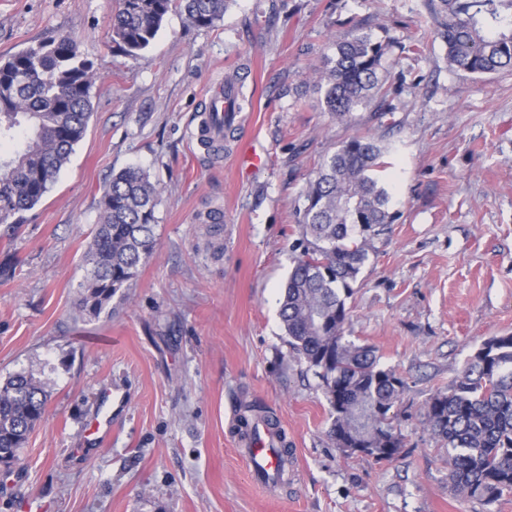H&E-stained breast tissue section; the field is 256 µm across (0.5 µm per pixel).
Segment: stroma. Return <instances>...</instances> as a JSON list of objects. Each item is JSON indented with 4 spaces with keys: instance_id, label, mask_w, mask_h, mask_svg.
I'll list each match as a JSON object with an SVG mask.
<instances>
[{
    "instance_id": "1",
    "label": "stroma",
    "mask_w": 512,
    "mask_h": 512,
    "mask_svg": "<svg viewBox=\"0 0 512 512\" xmlns=\"http://www.w3.org/2000/svg\"><path fill=\"white\" fill-rule=\"evenodd\" d=\"M117 0H0V61L72 37L93 64L92 115L69 163L26 221L0 224V384L48 381L44 420L12 466L0 512H512L448 483V453L423 407L479 345L512 334V72L451 70L425 0H235L212 28L170 13L132 58L105 48ZM398 43L382 101L325 112L315 72L359 30ZM236 74L242 110L224 150L193 132L207 92ZM370 133L397 217L370 241L347 301V334L405 377L404 447L378 464L328 438L319 378L288 344L278 299L300 237L298 206L322 161ZM248 143L267 155L242 166ZM128 166L161 187L152 258L100 317L82 312L84 255L103 185ZM124 396L106 442L87 437L101 389ZM274 416L292 463L256 486L235 425Z\"/></svg>"
}]
</instances>
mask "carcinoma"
<instances>
[{
  "mask_svg": "<svg viewBox=\"0 0 512 512\" xmlns=\"http://www.w3.org/2000/svg\"><path fill=\"white\" fill-rule=\"evenodd\" d=\"M234 0H120L105 44L128 55L145 51L175 10L195 27L223 19ZM446 47L448 66L476 76L512 70V0H427ZM318 89L340 119L382 93L394 46L372 32L333 43ZM95 73L74 41L59 36L0 61V224L16 227L41 202L70 161L91 117ZM384 148L368 133L344 141L309 183L300 211L301 239L280 301L288 344L320 379L331 406L328 436L343 448L359 419L383 442L375 462L403 448L393 408L405 378L380 363L372 346L345 336L346 299L368 260V238L390 224V195L376 172ZM158 184L141 168L112 174L86 251L80 307L97 317L153 255ZM48 390L20 372L0 386V463L20 460L30 432L44 419ZM433 438L448 452L451 487L486 504L512 493V335L484 340L448 389L425 404Z\"/></svg>",
  "mask_w": 512,
  "mask_h": 512,
  "instance_id": "carcinoma-1",
  "label": "carcinoma"
}]
</instances>
